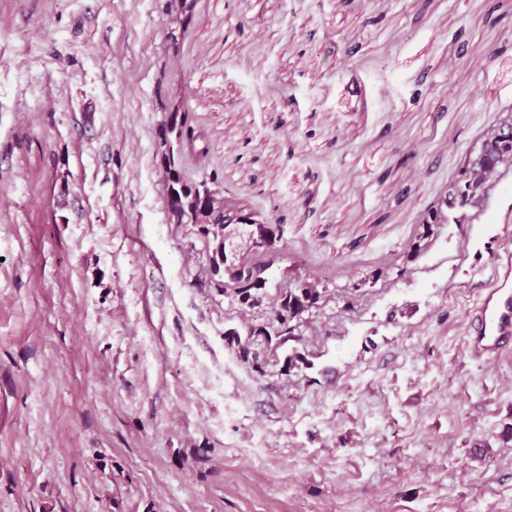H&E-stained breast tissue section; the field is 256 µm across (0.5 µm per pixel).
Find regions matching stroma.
<instances>
[{
  "label": "stroma",
  "mask_w": 512,
  "mask_h": 512,
  "mask_svg": "<svg viewBox=\"0 0 512 512\" xmlns=\"http://www.w3.org/2000/svg\"><path fill=\"white\" fill-rule=\"evenodd\" d=\"M168 25L0 0V512H512V354L465 350L512 172L410 251L512 107V0H196L176 54ZM171 92L225 196L283 227L270 293L327 291L263 375L168 219Z\"/></svg>",
  "instance_id": "stroma-1"
}]
</instances>
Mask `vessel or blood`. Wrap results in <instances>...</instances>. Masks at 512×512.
I'll return each mask as SVG.
<instances>
[{
	"instance_id": "obj_1",
	"label": "vessel or blood",
	"mask_w": 512,
	"mask_h": 512,
	"mask_svg": "<svg viewBox=\"0 0 512 512\" xmlns=\"http://www.w3.org/2000/svg\"><path fill=\"white\" fill-rule=\"evenodd\" d=\"M466 350L483 363L512 351V255L499 256L489 285L471 318Z\"/></svg>"
}]
</instances>
